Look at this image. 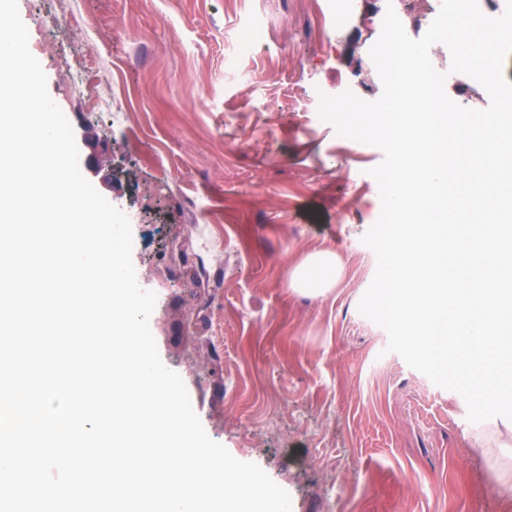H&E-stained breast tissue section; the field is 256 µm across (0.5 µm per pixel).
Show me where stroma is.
<instances>
[{
	"label": "stroma",
	"mask_w": 512,
	"mask_h": 512,
	"mask_svg": "<svg viewBox=\"0 0 512 512\" xmlns=\"http://www.w3.org/2000/svg\"><path fill=\"white\" fill-rule=\"evenodd\" d=\"M80 155L109 148L113 205L136 216L149 319L205 431L259 465L291 512H512L463 398L397 354L358 305L376 271L362 238L381 201L372 145L319 119L318 95L383 91L356 0H18ZM63 16L56 34L41 17ZM112 109L72 88L86 59ZM122 113L114 122L113 113ZM338 255L323 296L292 290L305 256Z\"/></svg>",
	"instance_id": "35a3bbf8"
}]
</instances>
